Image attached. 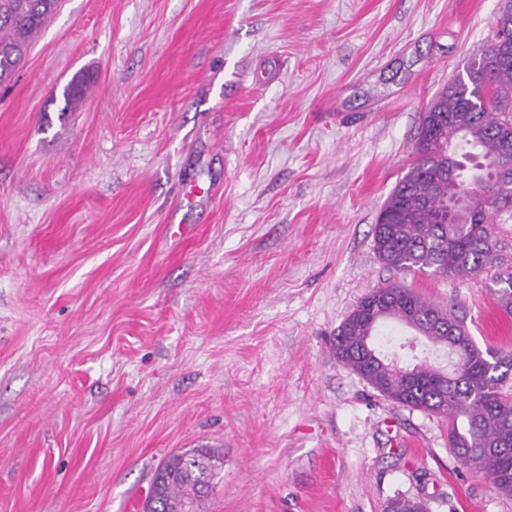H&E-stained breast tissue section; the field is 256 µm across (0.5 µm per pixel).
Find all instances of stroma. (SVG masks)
Masks as SVG:
<instances>
[{
    "label": "stroma",
    "instance_id": "1",
    "mask_svg": "<svg viewBox=\"0 0 512 512\" xmlns=\"http://www.w3.org/2000/svg\"><path fill=\"white\" fill-rule=\"evenodd\" d=\"M501 5L61 0L0 82V512H144L202 446L200 512H512L332 352L394 281L512 346L490 274L391 271L372 234ZM89 89L90 84L84 77L71 81L64 88L62 93L64 99V107L61 109L62 113H66L77 108L79 103L88 93ZM218 463L220 457L211 448L173 454L157 468L145 511L185 512V507L197 506L214 488ZM428 507L424 500L402 494L388 499L384 512H427Z\"/></svg>",
    "mask_w": 512,
    "mask_h": 512
}]
</instances>
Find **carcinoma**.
Returning a JSON list of instances; mask_svg holds the SVG:
<instances>
[{"mask_svg": "<svg viewBox=\"0 0 512 512\" xmlns=\"http://www.w3.org/2000/svg\"><path fill=\"white\" fill-rule=\"evenodd\" d=\"M58 0H0V80L8 78ZM424 112L414 160L373 225L381 263L396 272L469 279L493 272V295L512 313V11L491 40ZM90 89L63 90L66 113ZM392 321L452 346L449 367L404 364L382 353L379 327ZM336 358L381 396L448 419V447L512 495V350L480 349L455 312L402 283L364 296L338 326ZM220 457L210 448L170 456L155 473L145 512H183L214 488ZM384 512H428L398 494Z\"/></svg>", "mask_w": 512, "mask_h": 512, "instance_id": "obj_1", "label": "carcinoma"}]
</instances>
